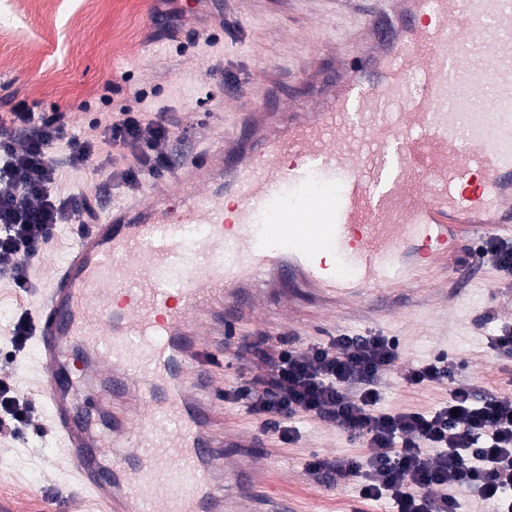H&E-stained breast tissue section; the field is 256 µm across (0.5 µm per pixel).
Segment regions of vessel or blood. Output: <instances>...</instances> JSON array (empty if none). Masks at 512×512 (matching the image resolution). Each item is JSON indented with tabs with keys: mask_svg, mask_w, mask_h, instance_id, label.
Listing matches in <instances>:
<instances>
[{
	"mask_svg": "<svg viewBox=\"0 0 512 512\" xmlns=\"http://www.w3.org/2000/svg\"><path fill=\"white\" fill-rule=\"evenodd\" d=\"M343 74L216 127L168 186L114 198L44 288L33 345L48 427L107 512H223L214 367L258 299L373 317L422 271L512 236V0H390ZM334 252L335 265L319 261Z\"/></svg>",
	"mask_w": 512,
	"mask_h": 512,
	"instance_id": "1",
	"label": "vessel or blood"
}]
</instances>
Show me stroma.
<instances>
[{"mask_svg":"<svg viewBox=\"0 0 512 512\" xmlns=\"http://www.w3.org/2000/svg\"><path fill=\"white\" fill-rule=\"evenodd\" d=\"M380 6V0H249L245 8L225 6L223 21L212 8L197 9L184 26L170 30L157 13L161 0H92L82 20L62 10L56 0H40L26 9L27 41L0 40V114L18 102L34 103L46 112L68 113L77 134L102 110L107 86H118L114 102L147 107L174 119L181 137L169 145L179 158L191 145L189 135L215 126L213 99L252 105L275 94L287 99L300 65L317 60L326 65L320 46L351 54L356 33ZM68 147L53 150L58 189L79 196L112 187L107 173L75 172L66 164ZM79 227L60 224L29 271L38 283L21 291L0 280V378L46 415L35 380L30 349L15 350L12 332L19 316L34 312L40 289L69 250ZM512 323V285L502 282L492 263L483 276L465 285L452 312L426 300L410 315L384 322L360 314L336 317L298 301L291 321L274 310L257 323L236 327L225 337L236 347L250 336L287 337L295 347L325 343L332 337L381 335L398 340L401 359L381 384L385 411L438 409L448 387L433 384L407 387L411 367L445 356L454 364L459 383L485 390L512 382V357L497 354L489 341L500 327ZM295 441L282 443L263 431L261 418L245 402L221 403L216 430L224 438V455L243 467L259 470L267 485L243 486L240 498L249 512H397L387 499L361 501L355 483L333 484L310 473L312 455L351 457L363 451L361 441L318 418L297 420ZM78 493L60 445L44 428L27 425L16 434L0 435V512H47L49 502Z\"/></svg>","mask_w":512,"mask_h":512,"instance_id":"obj_1","label":"stroma"}]
</instances>
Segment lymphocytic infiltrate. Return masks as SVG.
Here are the masks:
<instances>
[{"label": "lymphocytic infiltrate", "instance_id": "f902f5d3", "mask_svg": "<svg viewBox=\"0 0 512 512\" xmlns=\"http://www.w3.org/2000/svg\"><path fill=\"white\" fill-rule=\"evenodd\" d=\"M91 134L70 137L65 113L37 111L21 102L0 115V277L16 288L32 279L19 256L38 255L59 224H84L95 210L87 197L60 194L51 157L68 144V165L76 171L123 166L113 173L136 191L142 172L172 169L167 148L176 123L163 113L123 106L90 120ZM264 337L243 340L262 372L249 388L228 389L224 400H247L265 432L293 440L294 422L317 417L362 439L356 457L312 456L307 468L336 482H355L366 501L390 499L398 512H458L459 493L495 501L497 512H512V390L480 393L454 380L452 363L441 360L412 368L409 387L448 384V399L432 413L381 410L380 385L399 358L396 340L386 336L333 337L300 351L287 340L268 349ZM436 448L426 458V448Z\"/></svg>", "mask_w": 512, "mask_h": 512}]
</instances>
